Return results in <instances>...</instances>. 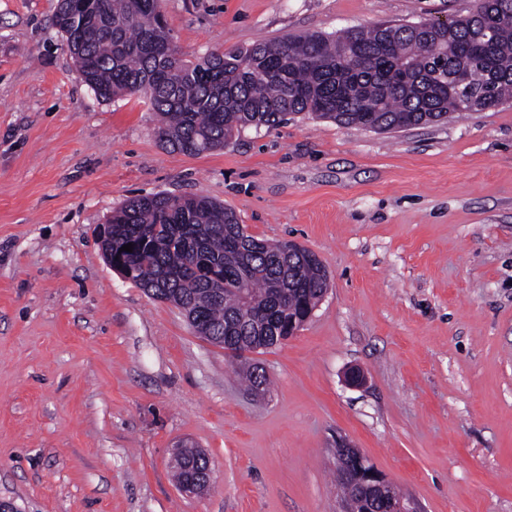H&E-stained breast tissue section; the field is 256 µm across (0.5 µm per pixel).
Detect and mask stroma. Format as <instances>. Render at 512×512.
Returning a JSON list of instances; mask_svg holds the SVG:
<instances>
[{"mask_svg": "<svg viewBox=\"0 0 512 512\" xmlns=\"http://www.w3.org/2000/svg\"><path fill=\"white\" fill-rule=\"evenodd\" d=\"M0 0V500L18 512H343L337 437L422 512H512V100L392 132L298 116L198 155L142 97L99 98L53 24ZM474 0H163L187 56ZM207 196L314 252L328 291L285 343L223 347L107 263L131 198ZM364 371L363 386L345 373ZM206 451L180 490L174 451Z\"/></svg>", "mask_w": 512, "mask_h": 512, "instance_id": "35a3bbf8", "label": "stroma"}]
</instances>
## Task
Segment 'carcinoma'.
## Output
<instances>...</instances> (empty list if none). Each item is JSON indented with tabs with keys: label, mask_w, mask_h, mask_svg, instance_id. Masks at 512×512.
<instances>
[{
	"label": "carcinoma",
	"mask_w": 512,
	"mask_h": 512,
	"mask_svg": "<svg viewBox=\"0 0 512 512\" xmlns=\"http://www.w3.org/2000/svg\"><path fill=\"white\" fill-rule=\"evenodd\" d=\"M502 0L436 28L382 23L341 35L320 32L188 59L173 45L162 0H57L54 25L78 77L100 98L144 96L162 144L200 154L226 146L247 126L290 115L382 131L439 123L459 111L448 78L471 69L462 97L497 106L512 99V22L482 33L481 17ZM230 208L165 193L128 200L97 234L112 268L153 297L181 308L196 332L250 352L274 347L327 287L316 255L244 234ZM131 243L133 251L121 250ZM176 483L210 468L203 452L175 460Z\"/></svg>",
	"instance_id": "obj_1"
}]
</instances>
